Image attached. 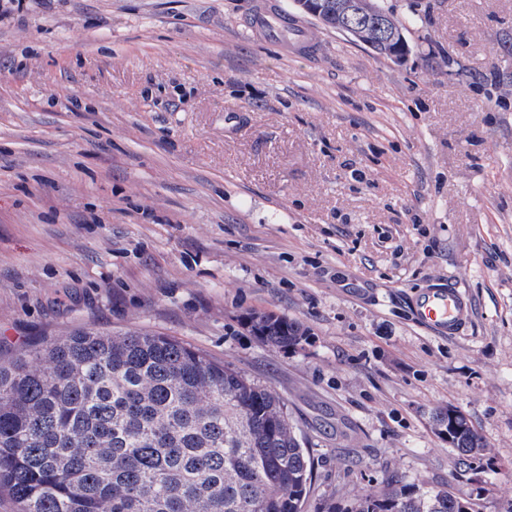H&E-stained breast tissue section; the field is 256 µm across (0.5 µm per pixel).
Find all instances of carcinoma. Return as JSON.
<instances>
[{"instance_id":"carcinoma-1","label":"carcinoma","mask_w":512,"mask_h":512,"mask_svg":"<svg viewBox=\"0 0 512 512\" xmlns=\"http://www.w3.org/2000/svg\"><path fill=\"white\" fill-rule=\"evenodd\" d=\"M261 341L302 325L251 313ZM461 464L485 446L462 413ZM312 466L284 399L232 365L153 332L82 329L0 362V495L20 512H303ZM346 512H468L397 476Z\"/></svg>"}]
</instances>
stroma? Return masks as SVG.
Here are the masks:
<instances>
[{
	"label": "stroma",
	"instance_id": "1",
	"mask_svg": "<svg viewBox=\"0 0 512 512\" xmlns=\"http://www.w3.org/2000/svg\"><path fill=\"white\" fill-rule=\"evenodd\" d=\"M30 0L0 22V361L80 327L148 330L286 401L304 512L384 490L512 512V0H380L404 63L276 0ZM445 284L472 317L420 327ZM300 322L298 348L247 314ZM488 452L460 465L436 408ZM275 9L267 6L260 7L255 14L256 24L265 29V31L273 37L286 39L284 35L287 31L297 33V40H300L297 44L306 45L307 49H311L314 45L313 39L310 33L299 23L292 22L294 27L288 26V24L277 17L270 16L274 14ZM413 318L438 337L455 335L469 319L464 293L459 288L437 286L412 300Z\"/></svg>",
	"mask_w": 512,
	"mask_h": 512
}]
</instances>
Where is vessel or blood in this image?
I'll list each match as a JSON object with an SVG mask.
<instances>
[{
    "instance_id": "1",
    "label": "vessel or blood",
    "mask_w": 512,
    "mask_h": 512,
    "mask_svg": "<svg viewBox=\"0 0 512 512\" xmlns=\"http://www.w3.org/2000/svg\"><path fill=\"white\" fill-rule=\"evenodd\" d=\"M255 20L270 36L281 38L291 30L296 32L301 44L309 46L313 43L310 33L302 25L291 26L273 17L270 7H260ZM412 307L416 323L440 337L455 335L458 328L469 319L463 292L449 286H437L416 295Z\"/></svg>"
}]
</instances>
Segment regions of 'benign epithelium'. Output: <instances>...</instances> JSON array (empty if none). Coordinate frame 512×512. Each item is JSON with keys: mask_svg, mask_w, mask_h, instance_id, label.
Instances as JSON below:
<instances>
[{"mask_svg": "<svg viewBox=\"0 0 512 512\" xmlns=\"http://www.w3.org/2000/svg\"><path fill=\"white\" fill-rule=\"evenodd\" d=\"M294 6L301 12L315 18L319 24L328 27L337 24L341 32L355 38L367 46L376 42L389 49L391 59L397 61L401 56L402 44L405 40L398 39L391 20L380 18L375 27L364 24V20L372 17V12L364 5L363 0H339L336 3L337 13H325L316 0H294Z\"/></svg>", "mask_w": 512, "mask_h": 512, "instance_id": "obj_1", "label": "benign epithelium"}]
</instances>
